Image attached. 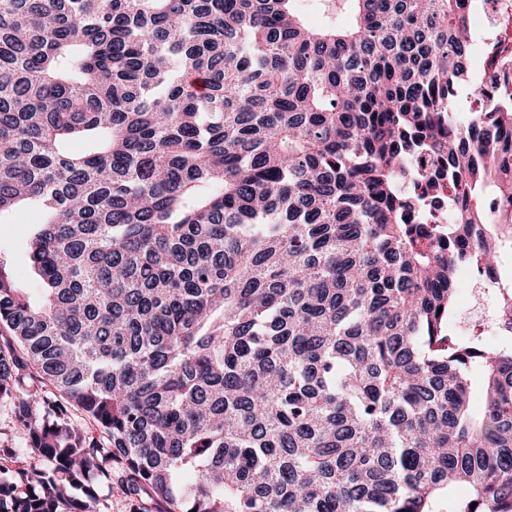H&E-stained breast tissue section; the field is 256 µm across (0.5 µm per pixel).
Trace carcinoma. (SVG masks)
Here are the masks:
<instances>
[{
  "label": "carcinoma",
  "mask_w": 512,
  "mask_h": 512,
  "mask_svg": "<svg viewBox=\"0 0 512 512\" xmlns=\"http://www.w3.org/2000/svg\"><path fill=\"white\" fill-rule=\"evenodd\" d=\"M349 2L0 0V512L114 463L130 512H512V347L450 333L461 272L512 300V60L464 126L457 0ZM297 7L312 26L323 24L345 25L350 18V5L346 0H297ZM8 222L0 223V258L7 261L18 285L36 296L38 283L28 263L27 243L40 216L36 210L26 209ZM24 435L12 428L10 410L7 404L0 402V448H24Z\"/></svg>",
  "instance_id": "1"
}]
</instances>
